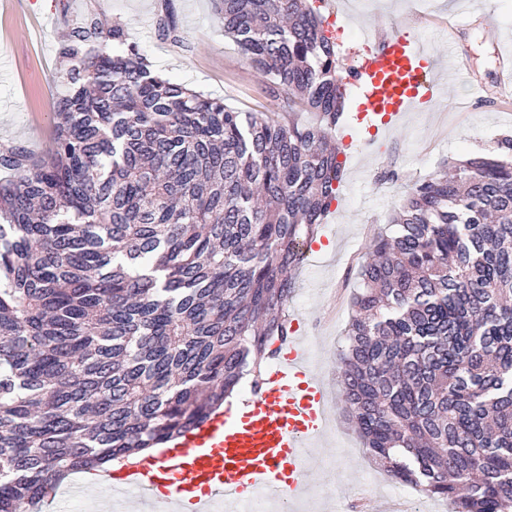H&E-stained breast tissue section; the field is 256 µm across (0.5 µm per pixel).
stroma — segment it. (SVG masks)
Masks as SVG:
<instances>
[{
    "mask_svg": "<svg viewBox=\"0 0 512 512\" xmlns=\"http://www.w3.org/2000/svg\"><path fill=\"white\" fill-rule=\"evenodd\" d=\"M325 0L324 31L343 68L356 64L365 34L405 30L430 45L440 65L465 55L469 70L448 86L436 106L407 113L381 131L384 149L371 152L357 118L358 92L346 88L347 119L336 134L344 179L325 220L327 246L309 252L289 302L306 336L315 338L312 360L329 386L332 423L310 461L311 493L297 512H352L365 499L368 512H391L406 489L365 448L342 403L336 364L346 345L350 300L359 288L353 258L402 204L407 187L444 162L494 150L512 134V96L496 93L495 41L512 51V0ZM124 24L153 70L242 112L278 106L237 46L225 38L213 0H14L13 33L0 42V143L25 146L37 159L52 148L53 110L67 92L60 51L70 31L90 14ZM175 32L164 35L160 24ZM397 180L378 181L383 170Z\"/></svg>",
    "mask_w": 512,
    "mask_h": 512,
    "instance_id": "1",
    "label": "stroma"
}]
</instances>
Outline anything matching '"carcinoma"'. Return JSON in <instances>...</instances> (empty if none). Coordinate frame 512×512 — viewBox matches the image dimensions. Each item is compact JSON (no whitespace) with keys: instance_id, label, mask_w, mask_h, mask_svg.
Returning a JSON list of instances; mask_svg holds the SVG:
<instances>
[{"instance_id":"obj_1","label":"carcinoma","mask_w":512,"mask_h":512,"mask_svg":"<svg viewBox=\"0 0 512 512\" xmlns=\"http://www.w3.org/2000/svg\"><path fill=\"white\" fill-rule=\"evenodd\" d=\"M288 117L155 72L95 15L53 151L0 145V512L161 448L261 387L342 181L336 45L309 0H215ZM307 112L312 121L301 123ZM365 244L338 358L365 447L452 512H512V135L414 182Z\"/></svg>"}]
</instances>
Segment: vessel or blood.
Wrapping results in <instances>:
<instances>
[{"instance_id":"1","label":"vessel or blood","mask_w":512,"mask_h":512,"mask_svg":"<svg viewBox=\"0 0 512 512\" xmlns=\"http://www.w3.org/2000/svg\"><path fill=\"white\" fill-rule=\"evenodd\" d=\"M371 41L351 77L361 88L360 111L386 124L443 97L446 84L420 44L401 32ZM284 348L245 407L212 416L155 456L127 460L103 484L141 501L163 493L168 512H239L261 494L292 507L308 488L306 453L327 427L330 393L309 365L298 329Z\"/></svg>"}]
</instances>
